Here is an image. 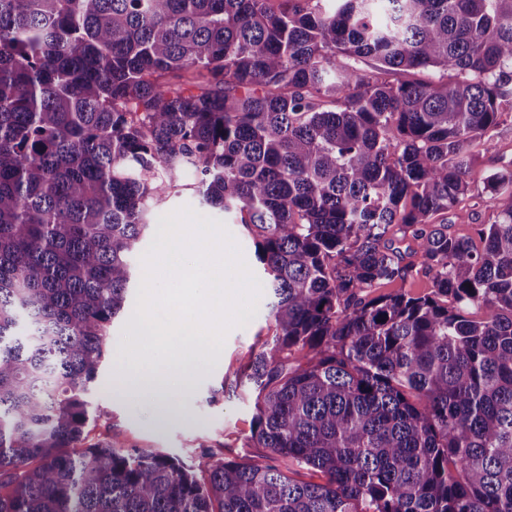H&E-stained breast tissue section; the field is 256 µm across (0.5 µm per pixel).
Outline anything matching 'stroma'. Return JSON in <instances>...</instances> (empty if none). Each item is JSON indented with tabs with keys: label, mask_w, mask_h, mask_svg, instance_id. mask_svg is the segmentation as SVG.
I'll return each instance as SVG.
<instances>
[{
	"label": "stroma",
	"mask_w": 512,
	"mask_h": 512,
	"mask_svg": "<svg viewBox=\"0 0 512 512\" xmlns=\"http://www.w3.org/2000/svg\"><path fill=\"white\" fill-rule=\"evenodd\" d=\"M476 154L466 178L467 193L452 211L436 218L450 233L472 239L479 225L493 222L496 216L486 185L501 166L512 162L511 116L486 134ZM184 206L224 222L251 271H258L254 247L234 216L200 203L193 190L186 188L171 195L158 213L163 216ZM139 293V288L131 289L126 312L111 324L108 352L91 385L90 400L102 414L93 427L94 434L111 439L118 447L157 448L188 465L203 453L225 460L272 462L270 450L254 447L250 440L254 394L241 377L252 349L269 335L267 297H260L256 314L247 316L244 327L231 330L224 346L215 348L190 390L174 397L176 415L160 420L153 402L144 398L129 401L112 394V376L138 339L142 320L135 307Z\"/></svg>",
	"instance_id": "obj_1"
}]
</instances>
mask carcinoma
<instances>
[{
    "mask_svg": "<svg viewBox=\"0 0 512 512\" xmlns=\"http://www.w3.org/2000/svg\"><path fill=\"white\" fill-rule=\"evenodd\" d=\"M509 112L512 0H0V512H512V163L481 246L435 223ZM188 186L266 277L275 464L89 437ZM395 224L433 291L369 299L411 269Z\"/></svg>",
    "mask_w": 512,
    "mask_h": 512,
    "instance_id": "cac0c4a2",
    "label": "carcinoma"
}]
</instances>
